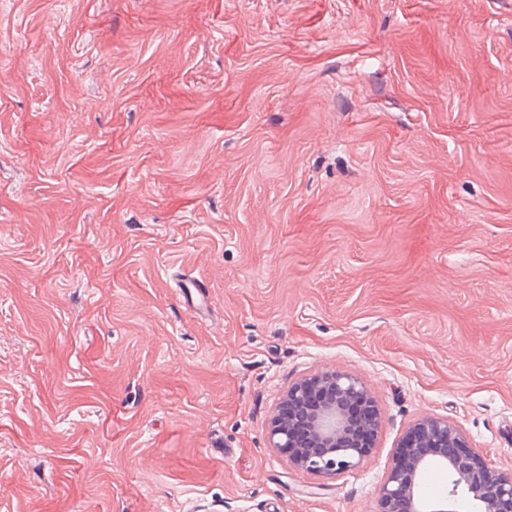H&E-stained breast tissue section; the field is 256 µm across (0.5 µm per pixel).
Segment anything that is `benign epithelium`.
Returning a JSON list of instances; mask_svg holds the SVG:
<instances>
[{
    "label": "benign epithelium",
    "instance_id": "1",
    "mask_svg": "<svg viewBox=\"0 0 512 512\" xmlns=\"http://www.w3.org/2000/svg\"><path fill=\"white\" fill-rule=\"evenodd\" d=\"M271 418L270 447L288 466L324 477L357 467L374 448L382 425L376 400L363 380L323 370L282 394ZM433 465L448 470V488L435 500L421 495L422 478ZM468 500L474 512H512V471H502L468 448L461 428L443 416L415 420L384 473L376 512H457Z\"/></svg>",
    "mask_w": 512,
    "mask_h": 512
}]
</instances>
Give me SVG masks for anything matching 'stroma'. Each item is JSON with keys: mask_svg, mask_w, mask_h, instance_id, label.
<instances>
[{"mask_svg": "<svg viewBox=\"0 0 512 512\" xmlns=\"http://www.w3.org/2000/svg\"><path fill=\"white\" fill-rule=\"evenodd\" d=\"M423 415L512 468V0H0V512H376ZM357 405L362 411L355 414ZM284 406L287 416L280 413ZM381 425V412L363 380L323 370L284 391L268 440L289 467L331 477L354 469L370 454Z\"/></svg>", "mask_w": 512, "mask_h": 512, "instance_id": "1", "label": "stroma"}]
</instances>
